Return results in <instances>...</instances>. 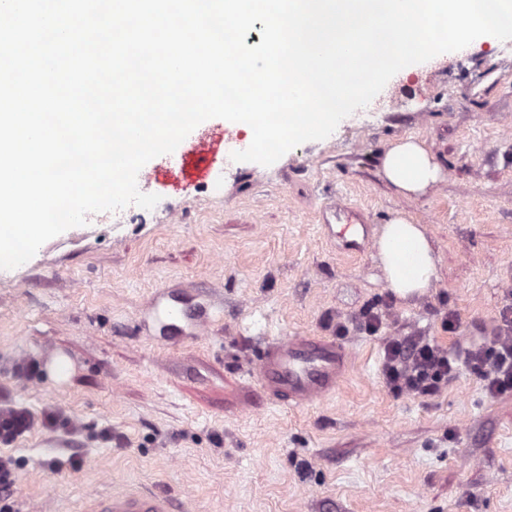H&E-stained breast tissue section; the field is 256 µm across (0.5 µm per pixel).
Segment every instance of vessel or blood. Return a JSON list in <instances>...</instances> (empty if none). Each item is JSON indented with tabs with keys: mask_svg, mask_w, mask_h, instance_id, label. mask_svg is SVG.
Wrapping results in <instances>:
<instances>
[{
	"mask_svg": "<svg viewBox=\"0 0 512 512\" xmlns=\"http://www.w3.org/2000/svg\"><path fill=\"white\" fill-rule=\"evenodd\" d=\"M209 143L198 142L181 159L182 174L205 177ZM352 361L348 350L323 336H282L269 342L252 372L259 391L272 402L301 408L335 394ZM83 512H171L166 498L152 492H113L86 500Z\"/></svg>",
	"mask_w": 512,
	"mask_h": 512,
	"instance_id": "vessel-or-blood-1",
	"label": "vessel or blood"
}]
</instances>
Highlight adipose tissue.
<instances>
[{
	"label": "adipose tissue",
	"instance_id": "ef3b65f1",
	"mask_svg": "<svg viewBox=\"0 0 512 512\" xmlns=\"http://www.w3.org/2000/svg\"><path fill=\"white\" fill-rule=\"evenodd\" d=\"M383 179L398 196L417 198L443 170L424 141L408 137L393 143L380 161ZM374 248L389 290L403 300L426 293L439 278L440 258L422 225L403 214L384 224Z\"/></svg>",
	"mask_w": 512,
	"mask_h": 512
}]
</instances>
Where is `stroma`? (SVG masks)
Returning a JSON list of instances; mask_svg holds the SVG:
<instances>
[{
	"label": "stroma",
	"instance_id": "obj_1",
	"mask_svg": "<svg viewBox=\"0 0 512 512\" xmlns=\"http://www.w3.org/2000/svg\"><path fill=\"white\" fill-rule=\"evenodd\" d=\"M374 101L380 111L360 108L270 166L226 165L247 133L231 144L223 119L206 120L149 161L156 177L138 188L160 195L153 209L88 220L0 269V392L76 426L0 445L19 512H81L115 489L166 495L173 512H512V391L467 368L431 396L393 393L383 376L389 338L453 353L493 335L512 304V40L412 65ZM410 136L444 172L417 200L380 172ZM201 138L215 154L198 183L179 164ZM399 211L441 258L436 286L410 300L386 288L373 250ZM159 294L216 319L192 338L161 330L147 319ZM286 335H334L352 352L335 395L290 410L259 393L257 353ZM57 352L62 382L45 363ZM24 361L38 370L15 375ZM72 446L78 467L50 471Z\"/></svg>",
	"mask_w": 512,
	"mask_h": 512
}]
</instances>
